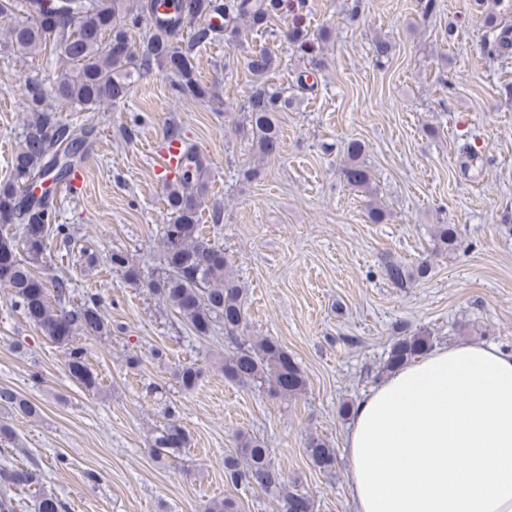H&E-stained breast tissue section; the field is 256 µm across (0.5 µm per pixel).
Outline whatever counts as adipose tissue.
<instances>
[{
    "instance_id": "obj_1",
    "label": "adipose tissue",
    "mask_w": 512,
    "mask_h": 512,
    "mask_svg": "<svg viewBox=\"0 0 512 512\" xmlns=\"http://www.w3.org/2000/svg\"><path fill=\"white\" fill-rule=\"evenodd\" d=\"M350 415L355 512H512V352L434 349Z\"/></svg>"
}]
</instances>
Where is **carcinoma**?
I'll return each mask as SVG.
<instances>
[{
	"label": "carcinoma",
	"instance_id": "obj_1",
	"mask_svg": "<svg viewBox=\"0 0 512 512\" xmlns=\"http://www.w3.org/2000/svg\"><path fill=\"white\" fill-rule=\"evenodd\" d=\"M287 0H0V21H5L4 47L25 60L49 53L60 60L57 74L48 80L28 78L24 84L26 111L31 113L11 158L12 180L0 183V286L10 290L15 307L52 343L65 349L70 375L86 390L99 389L98 378L86 362L87 350L76 338L111 333L100 302L94 297L73 304L67 278L48 281L37 273L50 236L71 240L70 227L58 224L56 204L45 189L40 195L32 183L72 184L74 172L89 149L90 130L63 121L60 112H102L123 103L135 80L157 66L171 75L172 96L198 100L216 97V87L196 77V50L218 36L230 47L242 45L248 34L265 30L268 23L287 12ZM219 17L223 26H213ZM187 33V40L176 36ZM287 38L296 51L311 55L314 41L294 26ZM489 57L512 56V29L487 20L482 39ZM253 80L240 105L242 118L235 123L242 138L252 142L263 158L275 157L282 148L279 114L288 109L284 91L268 82L276 59L263 48L244 58ZM185 162L175 178L165 182L170 218L163 227L158 266L146 275L122 251L110 256L112 268L124 278L144 283L160 296L181 322L197 336H208L220 326L233 340L236 352L224 361V377L244 386L266 388L282 396H295L306 387L300 366L269 337L248 336L244 308L245 288L224 250L199 233L206 171L203 156L183 144ZM364 142L343 144L347 158L340 172L346 186L370 191L372 174L362 161ZM434 248L441 254L458 249L452 224H436ZM387 279L396 288H410L427 278L431 265L409 267L399 260L384 262ZM432 347L425 330L395 336L383 363L388 373L413 362ZM201 370L193 363L181 366L176 379L185 391L197 387ZM0 408L32 417L37 408L7 388H0ZM190 443L187 431L175 421L166 423L152 444L154 454L174 452ZM305 454L317 468L330 470L335 449L316 436L307 439ZM224 474L236 486L259 488L277 495L279 512H314L310 496L292 489L272 464L264 442L238 434L236 455L224 458ZM37 479L30 468L0 467V486H29ZM56 494L43 492L36 512H64Z\"/></svg>",
	"mask_w": 512,
	"mask_h": 512
}]
</instances>
